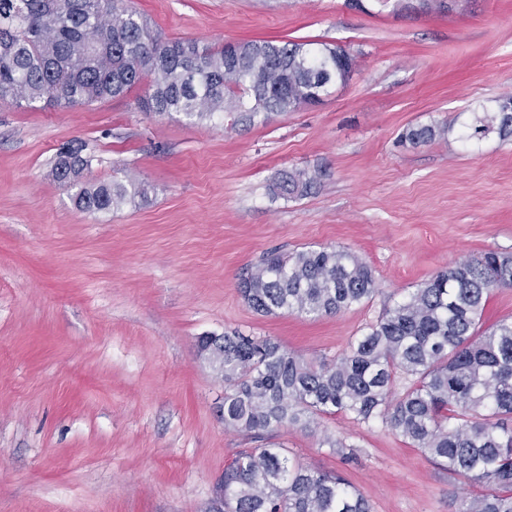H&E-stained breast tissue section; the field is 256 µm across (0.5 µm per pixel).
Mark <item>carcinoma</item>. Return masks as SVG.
<instances>
[{
	"instance_id": "obj_1",
	"label": "carcinoma",
	"mask_w": 512,
	"mask_h": 512,
	"mask_svg": "<svg viewBox=\"0 0 512 512\" xmlns=\"http://www.w3.org/2000/svg\"><path fill=\"white\" fill-rule=\"evenodd\" d=\"M353 57L327 42L240 41L199 47L153 29L125 0H0V104L63 108L123 97L147 83L137 108L203 122L237 114L265 123L320 101L345 81ZM448 123L411 127L402 141L427 145ZM512 135V97L484 107L460 133L467 144ZM77 143L62 145L52 174L67 183L91 166ZM317 171L282 173L281 194L305 196ZM148 188L133 180L84 184L75 207L117 210ZM512 287V255L487 251L456 262L384 309L334 360L309 361L271 337L224 333V347H198L224 379V428L259 438L285 426L307 428L343 412L380 422L435 465L481 487L457 512H512V320L482 328L491 291ZM377 292L371 267L336 248L271 252L241 282L261 315H337ZM408 385L399 393V379ZM224 512H372L345 479L284 448L245 451L224 470Z\"/></svg>"
}]
</instances>
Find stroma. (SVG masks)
I'll use <instances>...</instances> for the list:
<instances>
[{
	"label": "stroma",
	"mask_w": 512,
	"mask_h": 512,
	"mask_svg": "<svg viewBox=\"0 0 512 512\" xmlns=\"http://www.w3.org/2000/svg\"><path fill=\"white\" fill-rule=\"evenodd\" d=\"M171 39L303 40L354 67L321 101L248 128L155 116L147 91L60 109L0 105V512H210L241 453L271 443L342 475L373 512H455L467 478L381 423L339 413L253 439L224 427V384L198 337L240 330L313 360L438 271L512 254V137L459 139L512 93V0L419 13L382 0H132ZM447 135L400 145L411 126ZM93 158L84 183L133 176L147 200L76 209L51 167L64 143ZM318 169L306 196L281 173ZM336 247L378 292L331 316L261 315L240 282L270 251ZM344 438V461L321 446Z\"/></svg>",
	"instance_id": "obj_1"
}]
</instances>
